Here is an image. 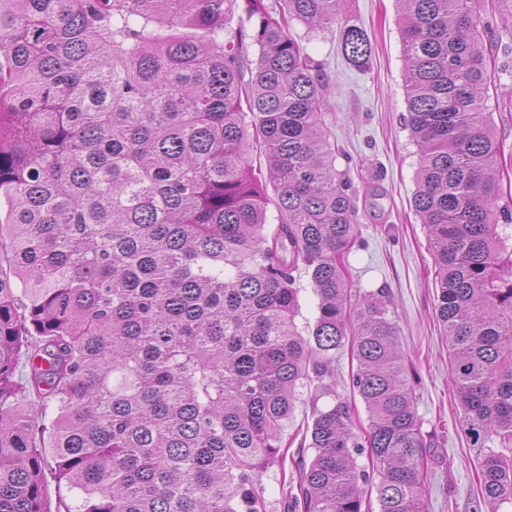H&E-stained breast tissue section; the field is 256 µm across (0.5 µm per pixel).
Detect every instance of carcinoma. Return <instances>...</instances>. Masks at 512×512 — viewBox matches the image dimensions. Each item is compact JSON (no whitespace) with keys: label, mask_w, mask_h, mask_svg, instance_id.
Masks as SVG:
<instances>
[{"label":"carcinoma","mask_w":512,"mask_h":512,"mask_svg":"<svg viewBox=\"0 0 512 512\" xmlns=\"http://www.w3.org/2000/svg\"><path fill=\"white\" fill-rule=\"evenodd\" d=\"M0 0V512H428L432 433L384 290L351 294L356 191L292 33L339 0ZM413 195L435 254L472 512L512 502V218L475 0H399ZM362 67L371 43L340 31ZM256 59L245 64V38ZM259 146L269 198L245 157ZM318 296L296 323L301 274ZM368 428L337 392L336 352ZM27 371L17 374L18 356ZM314 386L311 425L295 426ZM310 435L286 480L287 448ZM511 455H506V452ZM367 456L370 467L358 463Z\"/></svg>","instance_id":"carcinoma-1"}]
</instances>
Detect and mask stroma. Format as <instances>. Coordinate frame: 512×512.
I'll use <instances>...</instances> for the list:
<instances>
[{
	"instance_id": "35a3bbf8",
	"label": "stroma",
	"mask_w": 512,
	"mask_h": 512,
	"mask_svg": "<svg viewBox=\"0 0 512 512\" xmlns=\"http://www.w3.org/2000/svg\"><path fill=\"white\" fill-rule=\"evenodd\" d=\"M491 21L490 111L503 145L502 210L512 211V0H478ZM339 22L361 28L372 46L366 66L344 56L339 32L307 34L308 53L332 80L327 123L342 151L336 166L358 191L362 243L349 256L354 287L387 289L402 349L412 365L416 407L424 428L435 431L429 463V512H470L477 493V451L459 426L449 379L448 343L436 313L434 255L412 198L417 147L405 123L407 108L398 0H340Z\"/></svg>"
}]
</instances>
